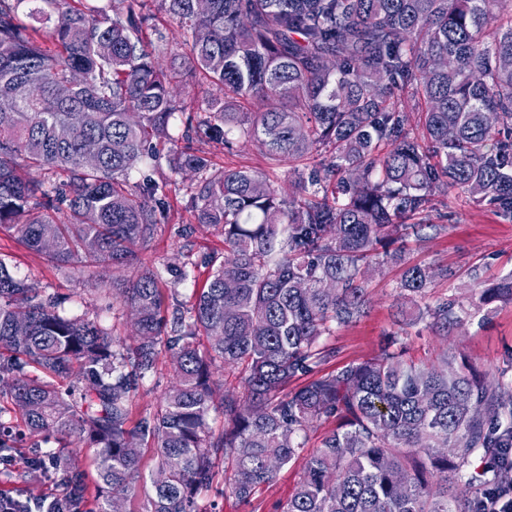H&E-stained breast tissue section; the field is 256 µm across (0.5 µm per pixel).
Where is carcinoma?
<instances>
[{
	"label": "carcinoma",
	"mask_w": 512,
	"mask_h": 512,
	"mask_svg": "<svg viewBox=\"0 0 512 512\" xmlns=\"http://www.w3.org/2000/svg\"><path fill=\"white\" fill-rule=\"evenodd\" d=\"M180 31L188 69L162 61L167 35L145 0H0V229L55 263L124 267L171 209L168 162L197 180L198 223L221 229L207 279L164 315L158 270L121 301V339L0 258V453L23 427L60 474L58 512L88 486L64 450L95 449L98 512H216L250 504L298 457L313 423L337 427L307 456L274 512H476V460L512 448V379L490 381L443 352L319 367L321 337L356 322L371 267L404 266L400 315L438 334L512 301V272L467 297L425 303L447 271L406 264L449 191L512 217V0H151ZM199 72L221 97L179 98ZM206 139L255 142L300 189L218 168ZM166 356L177 383L152 409L136 398ZM236 386L216 397L214 370ZM221 410L224 430L209 424ZM151 490L139 496L142 449ZM436 475L429 483L426 472Z\"/></svg>",
	"instance_id": "1"
}]
</instances>
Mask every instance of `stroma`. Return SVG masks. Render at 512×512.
<instances>
[{
    "mask_svg": "<svg viewBox=\"0 0 512 512\" xmlns=\"http://www.w3.org/2000/svg\"><path fill=\"white\" fill-rule=\"evenodd\" d=\"M152 178L169 180L175 186L173 207L157 238L139 249L141 265L166 270L168 279L176 283L177 300H186L187 284L176 282L179 268L197 261L206 251L223 252L224 237L220 231L195 224L192 198L197 180L193 174H172L168 164L152 171ZM452 221H437L424 228L420 239H408L405 244L409 264L446 269L447 277L437 279L430 288L429 299L467 295L472 282L469 272L481 268L483 281L497 282L512 272V221L493 213L474 208L464 199L449 202ZM0 258L8 262L16 275L38 282L48 292L69 295L66 305L71 315L97 312L101 325L114 335L130 336L131 321L123 304L110 309H98L97 304L105 288L112 285L111 271L86 268L79 264L57 265L28 247L12 232L0 230ZM403 269L384 264L372 271L367 283L368 304L364 315L355 324L336 330L323 337L322 345L334 348L336 356L323 365V372H331L345 364L376 357L389 336H396L415 361L428 362L442 351L464 355L487 378L512 366V302L492 304L485 323L470 321L464 327L449 331L440 337L419 322L406 325L397 314L395 287ZM44 439L39 434L26 435L22 447L13 449L8 477L0 479V492L25 498L54 497L59 492L56 474L33 471L29 463ZM304 461L296 459L282 468L275 481L252 504L239 503L233 496H225L223 512H273L275 503L286 500L303 474Z\"/></svg>",
    "mask_w": 512,
    "mask_h": 512,
    "instance_id": "stroma-1",
    "label": "stroma"
}]
</instances>
